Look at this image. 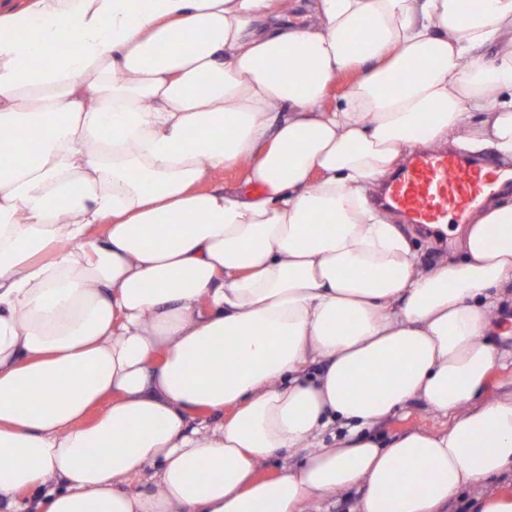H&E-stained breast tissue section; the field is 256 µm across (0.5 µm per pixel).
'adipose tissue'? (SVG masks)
<instances>
[{"label": "adipose tissue", "instance_id": "obj_1", "mask_svg": "<svg viewBox=\"0 0 512 512\" xmlns=\"http://www.w3.org/2000/svg\"><path fill=\"white\" fill-rule=\"evenodd\" d=\"M281 2L0 9V512H440L512 469V201L425 269L367 196L418 145L512 159V0ZM417 400L447 430L363 435ZM204 186L222 187L226 191H237L244 194H258L262 191V188L260 190L258 187L259 185L245 186L240 178L239 171L233 168L225 169L224 172L216 174ZM483 338L494 344L501 359L487 382L486 396L497 398L512 394V300H503L495 314L492 326ZM306 454L307 451L303 448H292L291 450L284 451L261 467L260 475L262 477L277 475L284 466L292 467L298 465ZM363 489L355 487L350 490L340 492L336 496L321 502L320 508L318 504L311 505L309 512H350L354 511V507L362 497Z\"/></svg>", "mask_w": 512, "mask_h": 512}]
</instances>
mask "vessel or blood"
<instances>
[{
	"instance_id": "vessel-or-blood-1",
	"label": "vessel or blood",
	"mask_w": 512,
	"mask_h": 512,
	"mask_svg": "<svg viewBox=\"0 0 512 512\" xmlns=\"http://www.w3.org/2000/svg\"><path fill=\"white\" fill-rule=\"evenodd\" d=\"M512 177L487 162L451 150L421 152L384 187L381 203L408 223L434 226L465 217L478 200Z\"/></svg>"
}]
</instances>
